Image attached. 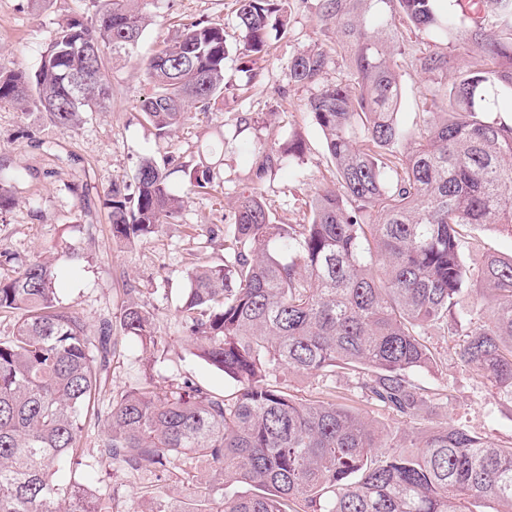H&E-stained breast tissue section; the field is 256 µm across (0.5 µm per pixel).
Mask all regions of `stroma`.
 <instances>
[{
	"label": "stroma",
	"mask_w": 512,
	"mask_h": 512,
	"mask_svg": "<svg viewBox=\"0 0 512 512\" xmlns=\"http://www.w3.org/2000/svg\"><path fill=\"white\" fill-rule=\"evenodd\" d=\"M322 4L286 0L285 33L253 58L240 53L237 0H151L150 21L134 56L112 67L109 111L93 113L78 128L60 129L35 111L0 104V168L17 175L10 186L14 204L0 220V252L12 254L13 261L0 265V278L43 257L65 266L63 249L69 246L80 272L59 276L57 296L76 309L92 335L115 322L129 288L154 315L158 350H145L130 337L118 338L103 373L100 409L147 375L159 386L189 380L217 394L230 389L223 372L193 354L176 309L193 262L223 263L224 227L234 221L240 194L259 191L277 219L301 224L304 200L333 181L322 138L307 110L316 89L288 81L289 61L311 46L327 56L323 83L348 76L336 52L339 34L335 25L323 21ZM88 5V0H50L40 8L34 0H0V70L35 69L59 24L86 12ZM200 18L224 28L229 48L225 76L231 88L211 111L191 112L170 138L161 140L140 114V101L148 91L141 62ZM394 61L404 86L398 121L412 129L433 81L416 69L411 54L395 55ZM292 140L301 141V154H284ZM145 156L173 166L171 187L185 200L181 218L150 238L120 242L112 237L109 191L114 181L132 182ZM202 161L213 169L214 187L196 193L189 189L187 170ZM428 341L438 353V365L415 374V382L449 395L452 424L512 442V404L498 401L489 381L457 360L449 336L434 330ZM82 425L81 444L93 487L110 512H143L158 490L174 500L187 497L177 477L156 489L153 467L131 472L102 457L100 427L91 417Z\"/></svg>",
	"instance_id": "1"
}]
</instances>
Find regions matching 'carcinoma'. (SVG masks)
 Here are the masks:
<instances>
[{
    "label": "carcinoma",
    "mask_w": 512,
    "mask_h": 512,
    "mask_svg": "<svg viewBox=\"0 0 512 512\" xmlns=\"http://www.w3.org/2000/svg\"><path fill=\"white\" fill-rule=\"evenodd\" d=\"M92 10L59 26L37 68L0 73V103L34 109L53 126H80L112 105L109 62L130 57L148 22V0H89ZM324 0L323 20L339 28L349 79L321 85L308 113L335 170V187L304 202L305 224L276 221L256 191L235 202L224 230V263L197 262L177 309L197 356L235 383L216 395L187 382L139 384L96 408L112 336L89 334L57 298L56 266L37 259L0 279V311L15 314L0 337V512H108L82 479L81 418L102 427V455L133 471L180 462L189 498L157 494L145 512H512V443L456 426L441 398L411 379L431 371L426 339L438 328L459 336V362L482 372L512 403V258L484 252L468 228L496 224L512 235V0ZM279 0H238L242 54H259L283 26ZM416 39L464 32L483 64L455 68L448 52L415 58L438 78L419 125L403 128V96L391 49L395 23ZM224 28L198 19L142 61L150 92L141 114L160 139L194 108L224 95ZM319 48L288 64V81L320 85ZM0 170V213L13 204ZM211 187V168L190 173ZM112 237L147 238L178 218L183 197L154 159L133 182L112 184ZM481 303L463 306L468 296ZM123 333L157 346L153 314L127 292ZM351 378L373 404L415 427L385 431L332 389L299 401L276 373ZM211 464V473L196 463ZM66 467V488L49 480Z\"/></svg>",
    "instance_id": "obj_1"
}]
</instances>
